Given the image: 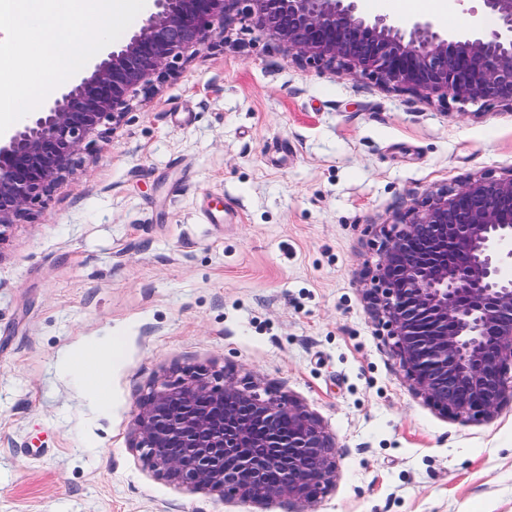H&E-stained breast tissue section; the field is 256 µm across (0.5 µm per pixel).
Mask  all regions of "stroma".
I'll return each instance as SVG.
<instances>
[{"label": "stroma", "instance_id": "1", "mask_svg": "<svg viewBox=\"0 0 512 512\" xmlns=\"http://www.w3.org/2000/svg\"><path fill=\"white\" fill-rule=\"evenodd\" d=\"M511 168L506 108L297 66L230 27L0 235V512H512V405L468 422L415 397L361 277L415 199ZM198 367L314 413L332 490L259 505L149 470L139 399Z\"/></svg>", "mask_w": 512, "mask_h": 512}]
</instances>
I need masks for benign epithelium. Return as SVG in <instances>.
Masks as SVG:
<instances>
[{
	"instance_id": "7a95c632",
	"label": "benign epithelium",
	"mask_w": 512,
	"mask_h": 512,
	"mask_svg": "<svg viewBox=\"0 0 512 512\" xmlns=\"http://www.w3.org/2000/svg\"><path fill=\"white\" fill-rule=\"evenodd\" d=\"M359 0H153L118 49L52 96L23 127L0 134V236L74 174L83 144L175 64L216 45L239 20L283 49L347 76L427 100L497 104L512 111V0H480L476 18L439 32L416 17L367 18ZM368 299L389 327L413 393L440 415L490 420L512 403V169L426 195L381 231ZM450 251L451 263L439 260ZM288 419L291 428L283 429ZM134 447L157 475L226 500L308 502L333 482L335 446L301 403L245 379L186 370L139 403Z\"/></svg>"
}]
</instances>
